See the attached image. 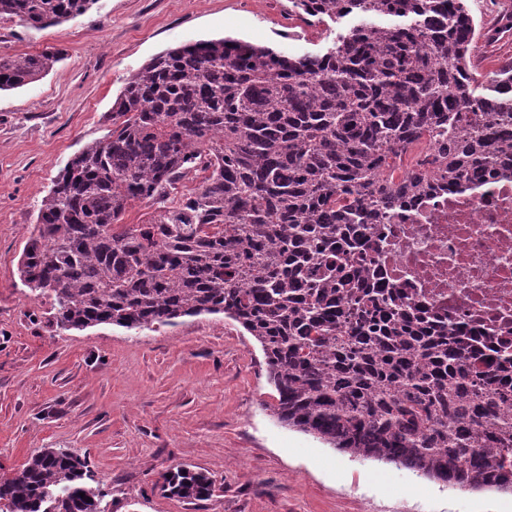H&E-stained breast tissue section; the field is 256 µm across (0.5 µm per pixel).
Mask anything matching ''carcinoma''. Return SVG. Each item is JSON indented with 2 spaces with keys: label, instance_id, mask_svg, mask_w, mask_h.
Masks as SVG:
<instances>
[{
  "label": "carcinoma",
  "instance_id": "1",
  "mask_svg": "<svg viewBox=\"0 0 512 512\" xmlns=\"http://www.w3.org/2000/svg\"><path fill=\"white\" fill-rule=\"evenodd\" d=\"M97 0H0L34 29ZM347 21L323 54L239 38L151 59L112 105V129L43 197L18 266L53 325L136 333L222 314L260 344L277 419L339 451L464 489L512 492V376L412 321L364 266L368 225L441 180L473 182L512 140V64L483 75L466 0H290ZM56 49L0 58V91L51 71ZM439 137L432 169L390 176L399 151ZM192 192L174 206L185 181ZM157 205L125 224L132 203ZM206 501L185 466L153 485ZM86 458L33 454L0 476V512H107Z\"/></svg>",
  "mask_w": 512,
  "mask_h": 512
}]
</instances>
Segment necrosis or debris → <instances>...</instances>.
I'll return each instance as SVG.
<instances>
[{
    "label": "necrosis or debris",
    "mask_w": 512,
    "mask_h": 512,
    "mask_svg": "<svg viewBox=\"0 0 512 512\" xmlns=\"http://www.w3.org/2000/svg\"><path fill=\"white\" fill-rule=\"evenodd\" d=\"M377 284L512 371V170L440 184L371 225Z\"/></svg>",
    "instance_id": "1"
}]
</instances>
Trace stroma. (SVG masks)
I'll list each match as a JSON object with an SVG mask.
<instances>
[{"mask_svg": "<svg viewBox=\"0 0 512 512\" xmlns=\"http://www.w3.org/2000/svg\"><path fill=\"white\" fill-rule=\"evenodd\" d=\"M335 33L289 15L288 0H97L41 31L0 19V55L63 53L47 75L0 92V474L70 448L105 483L110 512H512L510 492L445 485L280 423L260 345L224 315L59 334L49 299L19 280L42 198L107 133L117 95L151 58L228 36L319 53ZM184 465L214 481L211 499L152 491Z\"/></svg>", "mask_w": 512, "mask_h": 512, "instance_id": "stroma-1", "label": "stroma"}]
</instances>
